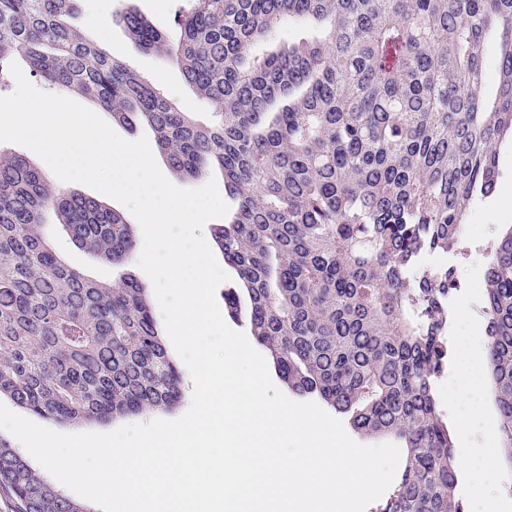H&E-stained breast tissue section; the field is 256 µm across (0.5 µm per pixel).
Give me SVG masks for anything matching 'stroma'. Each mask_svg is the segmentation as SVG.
<instances>
[{
    "instance_id": "1",
    "label": "stroma",
    "mask_w": 512,
    "mask_h": 512,
    "mask_svg": "<svg viewBox=\"0 0 512 512\" xmlns=\"http://www.w3.org/2000/svg\"><path fill=\"white\" fill-rule=\"evenodd\" d=\"M120 7L121 0H81V31L84 37L100 43L109 54L122 58L132 70L181 109L207 112V104L196 97L177 65L164 62L156 54L133 49L125 26L115 20ZM101 20L109 24V32L104 36L100 35L97 26ZM499 169L500 178L494 192L476 208L465 228L469 255L457 265L461 287L454 297L458 332L462 335L466 334L469 324L484 320L480 311L481 285L486 270L483 250L502 234L506 225L512 224L511 142L499 147ZM44 222L55 251L70 266L100 281H109L128 272L139 282H147V275L136 264L112 265L72 242L53 210L45 211Z\"/></svg>"
}]
</instances>
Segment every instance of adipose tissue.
Masks as SVG:
<instances>
[{"label":"adipose tissue","mask_w":512,"mask_h":512,"mask_svg":"<svg viewBox=\"0 0 512 512\" xmlns=\"http://www.w3.org/2000/svg\"><path fill=\"white\" fill-rule=\"evenodd\" d=\"M486 353L479 346L476 337H469L463 352L462 373L457 377L448 394V401L456 408L455 430L462 439H469L476 429L491 424L483 402V374ZM459 465L472 473L476 482L472 489V512H499L496 499L487 497L488 489L496 486L501 479L491 449L482 453H468L461 456Z\"/></svg>","instance_id":"1"}]
</instances>
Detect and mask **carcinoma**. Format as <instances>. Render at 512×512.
<instances>
[{
    "label": "carcinoma",
    "instance_id": "cac0c4a2",
    "mask_svg": "<svg viewBox=\"0 0 512 512\" xmlns=\"http://www.w3.org/2000/svg\"><path fill=\"white\" fill-rule=\"evenodd\" d=\"M175 46L125 0L133 47L174 62L213 111L184 112L85 40L81 0H0V78L16 56L86 93L112 121L145 122L182 177L218 170L233 206L212 238L237 287L229 317L288 388L319 398L404 455L375 512H464L435 381L448 362L457 268L473 209L512 139V0H185ZM304 30L296 41L280 29ZM114 265L132 225L0 148V396L46 420L106 424L174 408L181 376L149 289L66 265L44 233ZM482 311L502 459L512 466V226L487 251ZM19 512H90L0 440Z\"/></svg>",
    "mask_w": 512,
    "mask_h": 512
}]
</instances>
